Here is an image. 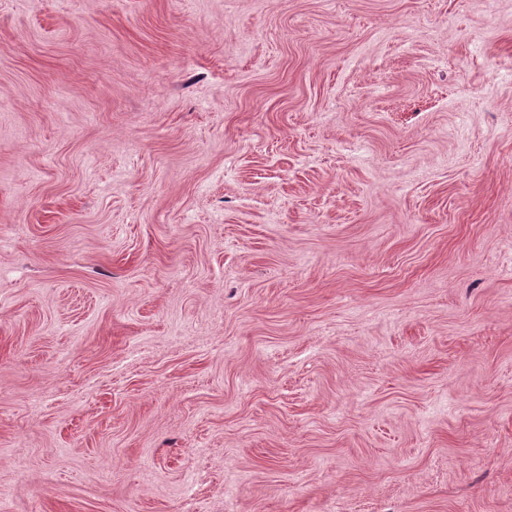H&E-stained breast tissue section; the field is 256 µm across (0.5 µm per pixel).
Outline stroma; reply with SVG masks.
Here are the masks:
<instances>
[{
    "label": "stroma",
    "instance_id": "obj_1",
    "mask_svg": "<svg viewBox=\"0 0 512 512\" xmlns=\"http://www.w3.org/2000/svg\"><path fill=\"white\" fill-rule=\"evenodd\" d=\"M0 512H512V0H0Z\"/></svg>",
    "mask_w": 512,
    "mask_h": 512
}]
</instances>
